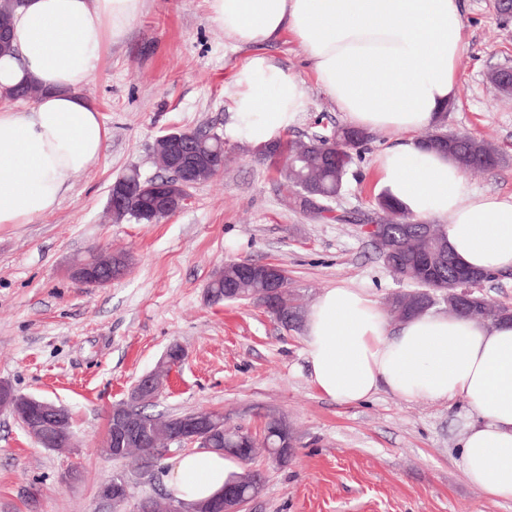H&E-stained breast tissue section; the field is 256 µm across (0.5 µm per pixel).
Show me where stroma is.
<instances>
[{
	"instance_id": "35a3bbf8",
	"label": "stroma",
	"mask_w": 512,
	"mask_h": 512,
	"mask_svg": "<svg viewBox=\"0 0 512 512\" xmlns=\"http://www.w3.org/2000/svg\"><path fill=\"white\" fill-rule=\"evenodd\" d=\"M461 6L460 95L446 125L495 144L502 162L465 179L475 193L512 200V98L486 80L490 68L512 66V17L500 16L495 0ZM259 53L308 91L290 135L345 125L293 35L242 44L212 22L207 0H144L82 90L107 129L101 156L36 223L0 224V379L65 406L76 439L63 451L39 447L0 413V512H112L98 490L118 474L135 495L168 496L175 455L144 477L100 446L112 406L175 346L185 358L153 414L220 411L225 426L256 434L276 415L294 431L288 462L262 452L250 462L264 487L245 512H512V501L487 495L461 467L459 443L475 421L465 400L407 401L382 389L359 404L336 403L310 381L303 327L282 326L251 300L206 297L213 269L227 260L283 266L307 309L336 286L366 289L381 305L408 290L364 230L380 214L374 160L393 136L375 132L361 150L330 219L286 203L276 173L227 137L223 170L192 189L184 209L158 224L110 219L112 182L134 166L151 170L157 136L225 134L233 112L224 90ZM96 248L124 255L127 269L92 290L68 269Z\"/></svg>"
}]
</instances>
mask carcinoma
I'll return each instance as SVG.
<instances>
[{
	"label": "carcinoma",
	"mask_w": 512,
	"mask_h": 512,
	"mask_svg": "<svg viewBox=\"0 0 512 512\" xmlns=\"http://www.w3.org/2000/svg\"><path fill=\"white\" fill-rule=\"evenodd\" d=\"M20 0H0V28L10 29L15 8ZM42 90L33 83L20 84L0 98L17 100L25 98L36 100ZM189 141L202 146L203 151L216 155L210 161V167L203 170L198 183L206 182L219 173L221 153L220 143L206 137L203 130L190 131ZM372 138L367 131L352 128H340L327 135H315L303 139H293L291 149L276 157H267L264 163L273 165L278 176V190L291 195L296 203L306 213L315 218H322L332 212V203L342 194L347 184V177L354 164L355 156L360 149ZM454 149L444 152L460 171L486 170L497 166L491 160L490 153L498 149L490 142L461 134L453 138ZM334 152L338 164L329 168L323 161V155ZM309 186L316 194L321 206L316 207L297 195L299 184ZM379 209L390 216L383 224L384 235L388 244L397 248L405 256V261L398 263L393 260L391 252L381 253L384 264L400 280L414 285V289L394 295L388 303L393 315L405 320L416 314L431 310L443 302L448 294V286L457 280L462 271L461 264L448 249V242L443 232V225L427 234L422 231L424 223L416 222L400 212L396 206L385 197L378 198ZM113 221H134L150 223L154 215L146 212L144 198L133 195L127 199L124 207L112 214ZM241 263L238 260H227L222 264V278L210 289V301L215 304L235 300H260L266 291L264 283L259 279L245 278L240 274ZM478 302L474 309L482 318L493 321L509 312L506 306H490L482 296H477ZM277 312L283 317L282 325L293 326L301 322L303 308L297 297L289 288H284L275 296ZM151 403L146 402L134 409V414L148 423L149 431L145 437L131 444H114L103 449V453L114 459H126L131 468L140 474L152 471L156 460L157 449L165 448L170 439L179 415H154L147 412Z\"/></svg>",
	"instance_id": "cac0c4a2"
}]
</instances>
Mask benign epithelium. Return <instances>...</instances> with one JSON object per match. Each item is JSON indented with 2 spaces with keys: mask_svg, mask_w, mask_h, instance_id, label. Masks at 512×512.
<instances>
[{
  "mask_svg": "<svg viewBox=\"0 0 512 512\" xmlns=\"http://www.w3.org/2000/svg\"><path fill=\"white\" fill-rule=\"evenodd\" d=\"M489 78L493 84L505 93L512 92V66H501L491 71ZM182 131L167 132L158 136L164 141L166 166L178 177L175 185L153 186L159 208L173 215L182 210L190 199V189L195 187L196 177L203 159L195 156L193 145L184 140ZM133 191V186L113 182L109 190V209L116 211L124 204V198ZM125 259L108 251H98L91 257L77 261L70 266L71 276L90 288H104L124 271ZM262 273L271 288L269 296H274L282 288L286 272L274 265H265ZM486 282L482 276L463 273L460 288L448 296V308L463 312L471 308L474 290ZM184 353L166 355L162 362L148 374L144 375L134 386L128 398L112 406L108 419L109 436L103 446L112 445V441L122 443L130 441L143 433L139 419L130 413V406L143 401L155 402L163 393L168 374L165 365L179 363ZM13 410L26 419L27 435L42 448H72L75 445L71 418L62 405L53 401L21 394L6 381L0 380V411ZM224 424V417L211 411L201 410L184 418L171 442L177 449L210 447V435L214 428ZM252 479L245 478L236 486L224 490V494L199 512H243V508L256 498V493L249 491ZM99 497L112 504V512H155V500L144 497L131 502L132 494L125 480L114 477L104 482L99 488Z\"/></svg>",
  "mask_w": 512,
  "mask_h": 512,
  "instance_id": "7a95c632",
  "label": "benign epithelium"
}]
</instances>
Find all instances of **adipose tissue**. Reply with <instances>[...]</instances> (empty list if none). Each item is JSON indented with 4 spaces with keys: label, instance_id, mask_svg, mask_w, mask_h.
Returning a JSON list of instances; mask_svg holds the SVG:
<instances>
[{
    "label": "adipose tissue",
    "instance_id": "adipose-tissue-1",
    "mask_svg": "<svg viewBox=\"0 0 512 512\" xmlns=\"http://www.w3.org/2000/svg\"><path fill=\"white\" fill-rule=\"evenodd\" d=\"M143 2L22 0L15 10L0 91L33 82L43 93L30 107H0V224H31L52 211L72 176L101 155L107 130L81 90ZM208 4L211 20L240 42L293 34L350 126L398 136L376 158L385 196L408 216L440 218L450 251L466 267L512 269V200L472 192L447 157L411 138L437 124L460 94L459 0ZM375 70L383 83L370 82ZM226 93L229 134L251 146L278 137L308 103L305 86L264 56L251 57ZM304 355L315 389L341 404L382 389L408 401L466 400L477 421L461 441L463 470L490 496L512 500V322L426 312L392 333L369 292L336 287L305 316ZM232 472L224 455L197 450L177 458L165 480L176 499L192 503L222 494Z\"/></svg>",
    "mask_w": 512,
    "mask_h": 512
}]
</instances>
